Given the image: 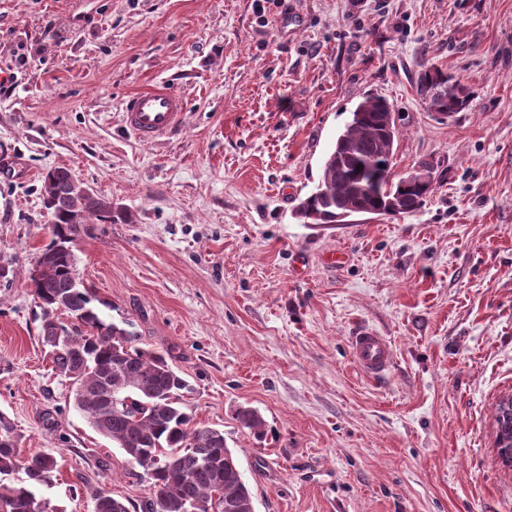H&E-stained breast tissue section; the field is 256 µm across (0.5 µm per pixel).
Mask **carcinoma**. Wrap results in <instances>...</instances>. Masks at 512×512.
Returning <instances> with one entry per match:
<instances>
[{
    "instance_id": "carcinoma-1",
    "label": "carcinoma",
    "mask_w": 512,
    "mask_h": 512,
    "mask_svg": "<svg viewBox=\"0 0 512 512\" xmlns=\"http://www.w3.org/2000/svg\"><path fill=\"white\" fill-rule=\"evenodd\" d=\"M417 91L432 112L457 113L469 107L471 92L454 75L437 66L423 70ZM362 118H351L338 138L340 161L323 163L315 189L300 202L302 218L331 224L336 213L358 204L376 208L402 196L403 213L422 207L438 180L403 186L394 179L391 160L399 128L383 140L385 114L392 111L381 98L360 103ZM69 169L57 167L43 177L53 239L38 257L39 275L30 277L41 309L40 336L53 368L71 381L75 407L101 435L121 448L131 475L143 469L149 496L141 512H254L252 494L239 470L224 431L201 425L183 405L188 381L175 372L164 354L134 344L136 336L102 319L93 295L77 287L75 245L95 224L114 222L110 198L85 196ZM243 427L262 435L265 423L251 409L238 412ZM502 463L512 468V419L496 430ZM61 467L50 453L21 456L19 435L0 414V508L6 512H56L38 489L52 485ZM24 477L12 478L17 472ZM95 512H129L126 502L99 491Z\"/></svg>"
}]
</instances>
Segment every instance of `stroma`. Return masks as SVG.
<instances>
[{"label": "stroma", "instance_id": "35a3bbf8", "mask_svg": "<svg viewBox=\"0 0 512 512\" xmlns=\"http://www.w3.org/2000/svg\"><path fill=\"white\" fill-rule=\"evenodd\" d=\"M431 64L467 109H426ZM160 84L185 95L182 125L139 141L124 101ZM369 97L399 115L394 173L437 164L435 192L411 214L304 223ZM56 167L128 215L78 242L80 278L192 385L254 512H512L494 422L512 397V0H0V261L16 271L0 282V413L22 455L61 456L40 491L57 512H92L98 491L138 512L147 481L39 336L29 272ZM362 329L390 343L382 377L352 359Z\"/></svg>", "mask_w": 512, "mask_h": 512}]
</instances>
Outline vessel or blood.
I'll return each mask as SVG.
<instances>
[{
  "mask_svg": "<svg viewBox=\"0 0 512 512\" xmlns=\"http://www.w3.org/2000/svg\"><path fill=\"white\" fill-rule=\"evenodd\" d=\"M186 106L184 97L166 87L144 89L131 94L124 103L127 131L144 142H155L181 126ZM352 357L356 365L373 377L383 376L391 367L388 341L372 330L352 336Z\"/></svg>",
  "mask_w": 512,
  "mask_h": 512,
  "instance_id": "1",
  "label": "vessel or blood"
}]
</instances>
